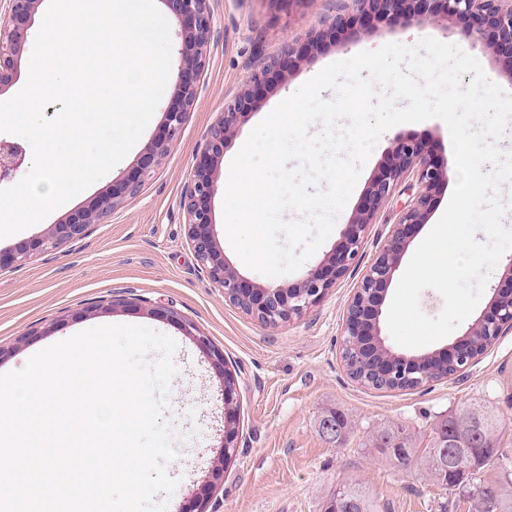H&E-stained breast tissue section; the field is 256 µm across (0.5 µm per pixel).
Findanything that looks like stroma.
Instances as JSON below:
<instances>
[{"instance_id": "1", "label": "stroma", "mask_w": 512, "mask_h": 512, "mask_svg": "<svg viewBox=\"0 0 512 512\" xmlns=\"http://www.w3.org/2000/svg\"><path fill=\"white\" fill-rule=\"evenodd\" d=\"M213 35L206 48L197 102L188 112L169 153L127 199L75 245L37 254L24 265L0 270V346L11 348L0 373L20 369L33 353L83 330L108 324L152 328L177 343L178 368L171 382L165 419L179 455L167 466L178 484L158 494L172 512L185 506L208 479L220 459L224 441L223 383L206 355L183 326L190 323L223 350L234 379L237 437L221 482L211 490L208 512H324L336 485L354 479L387 503L390 512H468L462 496L448 494L414 468L372 456L366 436L384 426L411 433L427 447L436 423L463 406L492 410L500 422L502 445L512 448V331L499 336L480 361L452 380L442 379L414 390H376L352 380L343 365V320L348 300L365 269L383 247L393 217L381 212L369 225L347 275L301 317L266 326L224 299L197 260L187 237L186 216L179 206L208 130L242 88L251 70L278 54L285 42L301 46L325 18L349 13L351 0H310L306 5H275L273 0H209ZM433 37L474 56L497 84L512 81L491 48L471 44L462 26L448 29L377 24L359 41L339 46L327 40L302 54L291 71L271 76L254 108L240 120L239 133L211 168L217 191L211 199L213 233L226 263L248 282L292 285L296 271L271 278L248 268L230 246L223 220V197L233 157L250 131L282 100L327 65L388 42L414 45ZM178 102L177 80L169 78L163 97L143 135L109 173L41 222L0 239L13 250L34 236L109 194L115 181L133 172L149 145L164 134V114ZM422 140L438 162H453L445 123L430 119L402 123L385 132L334 229L305 262L303 270L322 264L340 244L343 231L360 206L372 180L389 164L396 135ZM177 310L172 322L151 312V305ZM97 306V313L84 309ZM344 412L352 428L343 445L321 434L326 411Z\"/></svg>"}]
</instances>
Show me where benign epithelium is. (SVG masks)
Instances as JSON below:
<instances>
[{"mask_svg":"<svg viewBox=\"0 0 512 512\" xmlns=\"http://www.w3.org/2000/svg\"><path fill=\"white\" fill-rule=\"evenodd\" d=\"M38 0H8L6 18L0 27V87L9 82L14 70V56L19 42L27 36L36 13ZM180 28L181 59L178 64L179 105L165 112V136L152 143L143 154L135 173L112 185V194L103 196L84 210L72 214L64 223L54 225L47 235H38L15 251L0 254V269L23 265L36 253L48 252L66 244L83 240L92 225L121 208L137 195L145 177L169 152L178 137L187 112L195 105L197 84L205 65L204 49L213 31V16L209 0H162ZM403 21L408 25L435 26L448 29L450 23H460L471 43H487L495 52L512 63V0H353L350 14L323 21L322 27L307 34L305 48L314 49L328 38L344 46L354 42L373 28L376 22ZM300 52L285 44L282 52L269 58L257 71L249 73L240 93L224 104V112L210 127L205 148L196 157L189 182L180 197V208L186 214L187 236L197 259L207 269L210 279L224 288V299L231 304L242 300L248 315L265 325L279 324V318L299 317L311 306L322 301L337 280L350 270L367 226L387 209L396 194L405 191L408 199L393 211L394 221L386 244L366 268L349 300L344 320V337L358 343L367 336L381 340L379 326L383 288L392 279L399 257L410 239L412 228L425 223L435 194L448 179V169L431 158L426 145L412 137L396 139L387 168L367 189L363 206L357 210L344 233L342 243L319 267L308 271L304 278L291 286L275 288L246 284L225 261L212 232L210 201L216 185L211 160L224 150L234 137L240 118L255 103L256 93L269 75L285 71L296 62ZM25 161L23 149L12 142L0 141V181L17 171ZM412 182L405 183L406 179ZM206 354L213 369L226 379L231 375L224 368V352L216 348L209 337L191 332ZM512 331V292H498L489 310L468 328L449 351L448 358L458 372L476 365L481 356L470 348L472 336H501ZM417 371L423 380L429 379L430 365L404 362L389 367V373ZM224 475V466L211 470V479L197 493L190 512H206L210 492Z\"/></svg>","mask_w":512,"mask_h":512,"instance_id":"obj_1","label":"benign epithelium"}]
</instances>
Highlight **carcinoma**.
Returning a JSON list of instances; mask_svg holds the SVG:
<instances>
[{
    "label": "carcinoma",
    "mask_w": 512,
    "mask_h": 512,
    "mask_svg": "<svg viewBox=\"0 0 512 512\" xmlns=\"http://www.w3.org/2000/svg\"><path fill=\"white\" fill-rule=\"evenodd\" d=\"M387 357L389 353L378 345L365 343L358 351L350 349L346 353L349 375L377 389L408 390L420 386L415 374L385 381L381 363ZM319 428L323 435L341 445L346 440L349 422L344 413L329 411L320 420ZM365 447L403 468L422 462L448 493L467 494L470 512H488L490 504L493 512H512V495L506 492V486L512 484V450L502 447L498 423L488 410L463 407L448 413L433 432L430 447L421 451L414 448L412 436L401 427L373 432ZM493 464L500 466L504 479L488 482L482 479V473ZM335 504L350 507L349 512H388V505L380 503L368 487L356 481L336 486L326 508Z\"/></svg>",
    "instance_id": "1"
}]
</instances>
